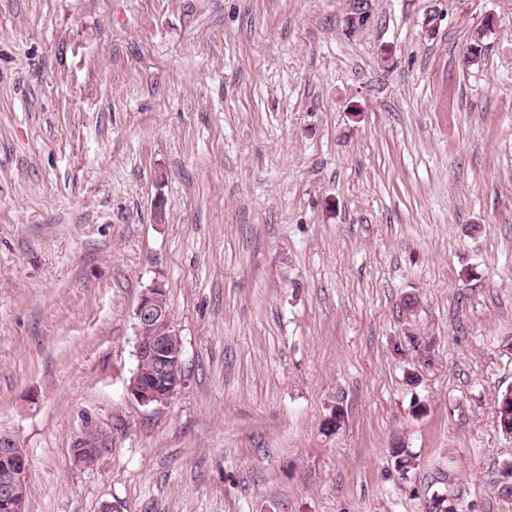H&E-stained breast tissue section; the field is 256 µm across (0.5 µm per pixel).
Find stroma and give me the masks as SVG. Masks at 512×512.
<instances>
[{
  "label": "stroma",
  "mask_w": 512,
  "mask_h": 512,
  "mask_svg": "<svg viewBox=\"0 0 512 512\" xmlns=\"http://www.w3.org/2000/svg\"><path fill=\"white\" fill-rule=\"evenodd\" d=\"M373 6L352 34L349 0H0V432L25 512H424L447 473L466 512H512V0ZM157 280L183 383L144 405ZM409 324L430 364L394 354ZM88 418L111 446L80 469ZM0 453L12 459L14 465L2 473L4 468L11 465V460L0 457V494L5 501H11L16 510H21L27 494L29 467L26 454L15 439L0 432ZM25 489V493H24ZM24 494V495H23ZM389 453L396 472H398L402 478L407 477L408 474L416 468V457L401 437L392 439Z\"/></svg>",
  "instance_id": "stroma-1"
}]
</instances>
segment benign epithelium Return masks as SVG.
<instances>
[{
  "instance_id": "7a95c632",
  "label": "benign epithelium",
  "mask_w": 512,
  "mask_h": 512,
  "mask_svg": "<svg viewBox=\"0 0 512 512\" xmlns=\"http://www.w3.org/2000/svg\"><path fill=\"white\" fill-rule=\"evenodd\" d=\"M350 11L355 21V28L363 30L373 21L372 0H350ZM163 290V285L156 281L145 289L134 309L137 331L136 357L138 361L151 360L155 364L159 376L169 379L172 384L182 383V350L173 347V336L177 335L174 329L171 313L159 300L157 292ZM147 328L154 329L153 337L143 339V331ZM129 394L142 404H147L154 399L164 403L175 393L170 390L166 395L156 393H141L136 383L127 386ZM97 424L86 421L82 430L75 437L73 447L93 448L98 454H104L110 447V441H100L93 438L92 433ZM0 453L8 456L13 461V467L0 474V495L4 500L13 503L16 510L21 509L24 502V489L28 483L29 467L26 454L20 448L15 439L0 432Z\"/></svg>"
}]
</instances>
